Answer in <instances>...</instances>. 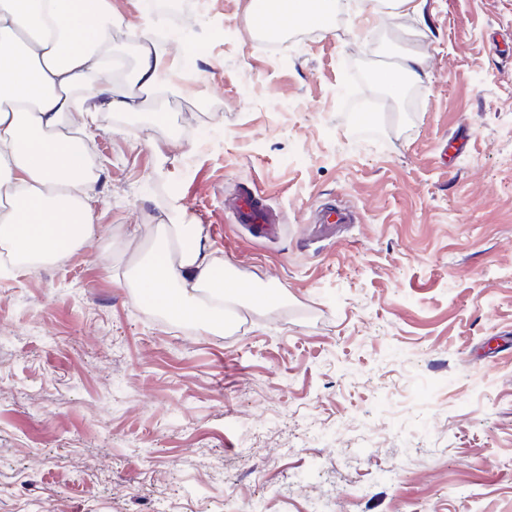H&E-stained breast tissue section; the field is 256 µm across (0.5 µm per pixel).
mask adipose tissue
I'll return each instance as SVG.
<instances>
[{"instance_id":"adipose-tissue-1","label":"adipose tissue","mask_w":512,"mask_h":512,"mask_svg":"<svg viewBox=\"0 0 512 512\" xmlns=\"http://www.w3.org/2000/svg\"><path fill=\"white\" fill-rule=\"evenodd\" d=\"M335 9V0H249L247 15L326 31ZM117 25L112 0H0V246L17 262L59 261L99 232L95 177L70 129L167 91V53L146 31L132 79L115 84ZM171 212L133 273L135 301L220 333L229 303L279 299V289L216 277L202 225L186 223L179 205Z\"/></svg>"}]
</instances>
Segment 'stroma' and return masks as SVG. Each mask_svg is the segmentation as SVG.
<instances>
[{"label": "stroma", "instance_id": "stroma-1", "mask_svg": "<svg viewBox=\"0 0 512 512\" xmlns=\"http://www.w3.org/2000/svg\"><path fill=\"white\" fill-rule=\"evenodd\" d=\"M247 7L112 0L116 81L147 26L170 91L88 128L97 237L0 264V512H512V0H339L274 47ZM408 51L418 97L388 100L369 75ZM245 188L281 221L247 252L224 246ZM336 200L359 219L320 239ZM174 201L279 302L220 335L134 303Z\"/></svg>", "mask_w": 512, "mask_h": 512}]
</instances>
